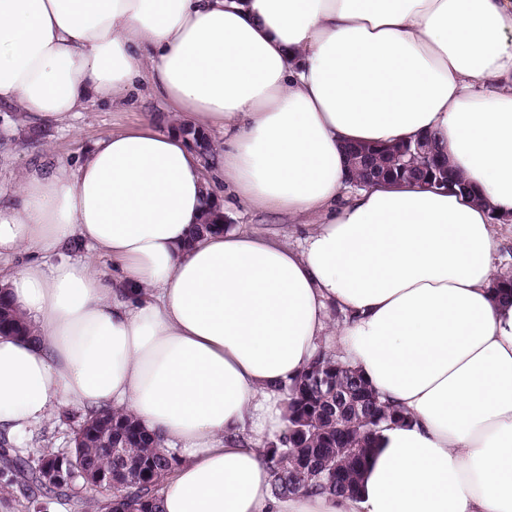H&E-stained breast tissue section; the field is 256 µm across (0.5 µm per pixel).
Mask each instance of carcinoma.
Returning <instances> with one entry per match:
<instances>
[{
    "label": "carcinoma",
    "instance_id": "cac0c4a2",
    "mask_svg": "<svg viewBox=\"0 0 512 512\" xmlns=\"http://www.w3.org/2000/svg\"><path fill=\"white\" fill-rule=\"evenodd\" d=\"M177 129L198 153L210 152L205 132L180 125ZM26 331L25 323L1 294L0 333L23 336ZM291 391L286 407L288 431L265 445L274 494L286 496L312 488L338 496L355 493L378 434L406 416L383 402L360 371L330 352L320 353L294 380ZM351 392L362 403L350 410L344 429L338 430L337 402L347 400ZM82 425L80 451L55 454V459L63 460L60 483H42L34 470L38 461L7 448L0 452V462L11 472L10 482L33 495L70 502L72 471L106 472L112 475L115 488L112 501L98 502L101 512H160L159 484L179 465L178 455L160 449V441L129 415L103 408L83 414ZM311 456L319 457L320 463L305 472L301 461Z\"/></svg>",
    "mask_w": 512,
    "mask_h": 512
}]
</instances>
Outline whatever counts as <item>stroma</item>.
<instances>
[{"label":"stroma","instance_id":"1","mask_svg":"<svg viewBox=\"0 0 512 512\" xmlns=\"http://www.w3.org/2000/svg\"><path fill=\"white\" fill-rule=\"evenodd\" d=\"M170 117L171 111L163 102L152 97L146 84H138L128 94L127 100L109 103L95 100L79 112L71 128L42 129L39 140L27 137L26 127L17 125L12 110L0 107V133L7 131L18 150L17 156H7L0 149V181L15 183L21 178L26 161L46 157L63 169H74L85 150L106 135L140 125L148 116ZM81 419L79 410L71 409L54 416L33 438L25 440L21 448L36 452L41 448L66 451ZM94 491L82 490L80 507L63 506L53 501L32 502L21 496L10 484L7 476L0 474V512H91L87 503L95 499Z\"/></svg>","mask_w":512,"mask_h":512}]
</instances>
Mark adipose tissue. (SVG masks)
Instances as JSON below:
<instances>
[{"instance_id":"1","label":"adipose tissue","mask_w":512,"mask_h":512,"mask_svg":"<svg viewBox=\"0 0 512 512\" xmlns=\"http://www.w3.org/2000/svg\"><path fill=\"white\" fill-rule=\"evenodd\" d=\"M141 80L224 140L205 159L150 117L0 184V289L35 331L0 335V434L124 410L179 453L163 512H512V0H0L24 125ZM427 133L470 193L349 183L347 144ZM207 198L302 235L191 239ZM325 349L407 420L357 495L274 496L262 450ZM501 238V248L496 257L497 273L503 277H512V224L497 226Z\"/></svg>"}]
</instances>
